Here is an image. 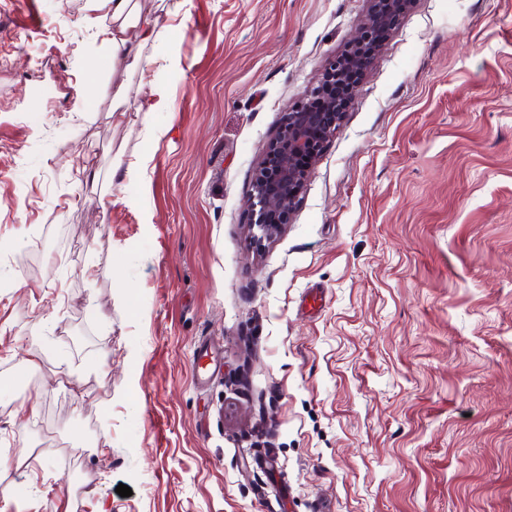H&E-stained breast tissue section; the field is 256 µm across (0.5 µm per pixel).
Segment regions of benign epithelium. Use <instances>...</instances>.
Instances as JSON below:
<instances>
[{
	"label": "benign epithelium",
	"mask_w": 512,
	"mask_h": 512,
	"mask_svg": "<svg viewBox=\"0 0 512 512\" xmlns=\"http://www.w3.org/2000/svg\"><path fill=\"white\" fill-rule=\"evenodd\" d=\"M412 0H370L360 26L342 53L324 68L319 84L284 116L255 169L252 205L257 240H270L291 223L296 202L327 141L336 134L354 88L345 83L351 69L366 67L380 49L398 13Z\"/></svg>",
	"instance_id": "1"
}]
</instances>
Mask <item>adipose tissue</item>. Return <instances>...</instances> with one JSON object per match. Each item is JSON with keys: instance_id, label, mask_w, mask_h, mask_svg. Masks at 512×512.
I'll use <instances>...</instances> for the list:
<instances>
[{"instance_id": "ef3b65f1", "label": "adipose tissue", "mask_w": 512, "mask_h": 512, "mask_svg": "<svg viewBox=\"0 0 512 512\" xmlns=\"http://www.w3.org/2000/svg\"><path fill=\"white\" fill-rule=\"evenodd\" d=\"M110 14L105 26V42L112 55V113L125 118L132 111L130 80L134 74L151 67L149 45L159 42L167 33L160 16L141 9L140 0H104Z\"/></svg>"}]
</instances>
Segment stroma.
Listing matches in <instances>:
<instances>
[{
	"instance_id": "stroma-1",
	"label": "stroma",
	"mask_w": 512,
	"mask_h": 512,
	"mask_svg": "<svg viewBox=\"0 0 512 512\" xmlns=\"http://www.w3.org/2000/svg\"><path fill=\"white\" fill-rule=\"evenodd\" d=\"M368 8L181 0L132 79L158 108L118 123L97 0H0L8 512H512V0H413L291 224L251 232ZM218 365L214 346L210 342L201 343L193 352L192 370L197 383L211 378Z\"/></svg>"
}]
</instances>
